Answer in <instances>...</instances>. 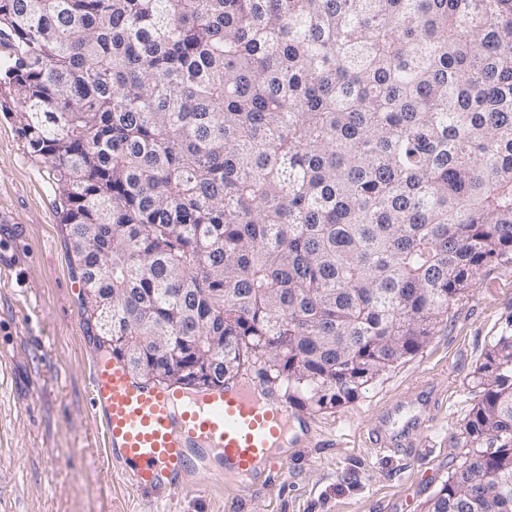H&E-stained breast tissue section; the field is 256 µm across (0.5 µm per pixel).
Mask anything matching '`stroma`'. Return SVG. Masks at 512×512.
Masks as SVG:
<instances>
[{"label": "stroma", "mask_w": 512, "mask_h": 512, "mask_svg": "<svg viewBox=\"0 0 512 512\" xmlns=\"http://www.w3.org/2000/svg\"><path fill=\"white\" fill-rule=\"evenodd\" d=\"M16 101L0 85V512H424L459 461L453 434L477 401L471 373L512 321V262L484 267L424 346L355 400L299 411L303 434L277 473L242 485L194 472L197 492L147 497L89 408L106 353L86 331L68 228ZM419 391L435 401L425 426L407 447L377 445V415Z\"/></svg>", "instance_id": "35a3bbf8"}]
</instances>
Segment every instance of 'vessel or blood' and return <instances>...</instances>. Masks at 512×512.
Segmentation results:
<instances>
[{"instance_id": "vessel-or-blood-1", "label": "vessel or blood", "mask_w": 512, "mask_h": 512, "mask_svg": "<svg viewBox=\"0 0 512 512\" xmlns=\"http://www.w3.org/2000/svg\"><path fill=\"white\" fill-rule=\"evenodd\" d=\"M89 400L103 414L107 448L127 463L138 489L154 493L168 487L190 491L181 475L205 463L214 449L225 470L243 479L257 468L278 469L273 456L295 415L273 393L256 394L249 382L185 394L178 387L135 378L123 360L98 363L91 374ZM427 402L407 397L380 414L374 428L382 443L397 444L420 427Z\"/></svg>"}]
</instances>
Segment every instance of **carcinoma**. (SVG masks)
<instances>
[{"mask_svg":"<svg viewBox=\"0 0 512 512\" xmlns=\"http://www.w3.org/2000/svg\"><path fill=\"white\" fill-rule=\"evenodd\" d=\"M0 84L112 355L222 336L333 409L512 262V0H0ZM426 512H512V329Z\"/></svg>","mask_w":512,"mask_h":512,"instance_id":"carcinoma-1","label":"carcinoma"}]
</instances>
